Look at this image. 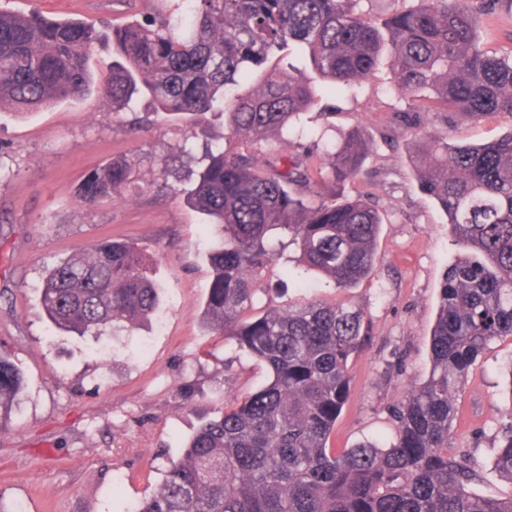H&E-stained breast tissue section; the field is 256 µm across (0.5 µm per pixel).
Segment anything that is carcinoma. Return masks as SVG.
Here are the masks:
<instances>
[{
	"instance_id": "carcinoma-1",
	"label": "carcinoma",
	"mask_w": 512,
	"mask_h": 512,
	"mask_svg": "<svg viewBox=\"0 0 512 512\" xmlns=\"http://www.w3.org/2000/svg\"><path fill=\"white\" fill-rule=\"evenodd\" d=\"M180 17L147 16L101 29L78 19L0 9V112L50 107L91 90L88 65L108 41L120 60L100 85L120 112L141 96L192 124L224 117V140L260 143L276 156L205 143L207 163L186 202L218 228L205 326L263 362L268 383L204 422L135 512H512V496H477L482 478L448 453L455 401L470 367L495 340L512 338V131L481 145L414 134L409 155L421 190L448 218L462 255L439 289L428 378L395 411L396 432L338 454L328 446L350 391L348 362L370 336L364 314L312 302L246 317L260 289L256 273L277 259L282 238L301 261L339 288L372 276L382 217L369 200L345 199L370 151L362 130L324 148L325 174L310 153L291 150L300 115L328 94L373 74L384 49L390 84L413 112L434 107L473 117L512 114V53L479 47L474 13L500 0H413L376 27L361 0H186ZM294 46L314 77L287 62ZM256 78L260 88L242 87ZM131 164L114 159L89 173L78 202L112 197ZM142 249L104 241L45 271L40 304L50 324L78 336L134 328L160 304ZM24 376L0 353V430L10 422ZM493 469L512 481V404L502 413Z\"/></svg>"
}]
</instances>
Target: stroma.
Instances as JSON below:
<instances>
[{"instance_id":"stroma-1","label":"stroma","mask_w":512,"mask_h":512,"mask_svg":"<svg viewBox=\"0 0 512 512\" xmlns=\"http://www.w3.org/2000/svg\"><path fill=\"white\" fill-rule=\"evenodd\" d=\"M11 11L39 10L53 19L121 25L171 11V0H0ZM481 46L512 52V10L477 15ZM392 57L383 53L373 76L351 92L323 96L303 117L309 130L335 142L361 128L372 147L364 175L345 187L370 197L384 217L374 275L341 289L296 263L298 251L264 267L258 282L266 304L298 308L346 303L362 309L372 335L351 357V390L330 445L390 440L391 410L409 381L427 379L429 335L444 271L459 249L447 218L418 187L405 147L409 100L388 83ZM427 133L473 145L512 132V115L472 118L457 112L424 117ZM205 138L172 118L112 111L90 92L18 118L0 115V352L26 377L8 428L0 430V500L25 501L27 512H122L148 497L193 431L219 408L262 387L263 366L204 326L210 285L207 254L213 232L184 201ZM114 157L133 167L118 195L80 204L85 174ZM136 241L162 289L158 312L141 327L105 338L50 332L39 307L47 268L99 241ZM512 339L494 341L466 376L457 401L451 446L484 472L471 484L481 496L512 495V482L492 470L501 413L503 373Z\"/></svg>"}]
</instances>
